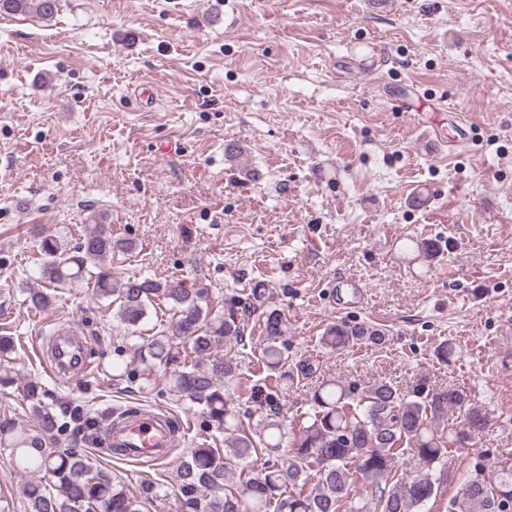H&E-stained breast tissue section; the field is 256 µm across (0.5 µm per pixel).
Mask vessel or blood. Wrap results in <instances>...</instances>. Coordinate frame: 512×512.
Listing matches in <instances>:
<instances>
[{"label":"vessel or blood","instance_id":"1","mask_svg":"<svg viewBox=\"0 0 512 512\" xmlns=\"http://www.w3.org/2000/svg\"><path fill=\"white\" fill-rule=\"evenodd\" d=\"M50 368L53 373L78 375L87 368L86 344L77 328L58 333L52 343ZM173 438L171 420L159 413L140 414L108 428V446L119 448L124 459L141 461L163 454Z\"/></svg>","mask_w":512,"mask_h":512}]
</instances>
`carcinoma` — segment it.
<instances>
[{"instance_id":"cac0c4a2","label":"carcinoma","mask_w":512,"mask_h":512,"mask_svg":"<svg viewBox=\"0 0 512 512\" xmlns=\"http://www.w3.org/2000/svg\"><path fill=\"white\" fill-rule=\"evenodd\" d=\"M58 11V0H0V13H34L44 20ZM129 249L112 239L108 225L94 215L70 246L39 234L36 270L39 288L23 286L25 301L48 307L49 290L76 284L91 288L115 307L113 315L130 329L140 328L157 302L176 319L147 343L133 346L137 378L146 383L162 371L177 399L201 408L209 425L226 435L225 447L200 445L177 467L176 512H424L437 498L446 476L448 449L466 448L488 428V411L463 389L436 391L418 382L407 391L384 379L368 385L323 379L309 398L306 424L293 447L279 419L276 391L256 384L251 398L265 410L257 430H247L225 396L234 378V359L215 353L224 338L243 335L245 320L259 315L265 343L258 361L269 377L291 379L284 370L288 349L285 313L270 305V289L257 283L244 297L215 301L207 288L181 279L134 277L112 280V253ZM355 341L381 344L385 333L363 324L331 325L321 344L338 351ZM13 338L0 336V388L12 386ZM23 392L35 427L0 419V447L10 450L15 469L30 476L22 485L27 512H142V503L163 500L146 481L134 496L124 483L95 465L78 448L55 449L47 440L73 426L90 432L94 421L60 398L48 403V390L28 379ZM457 417L444 425L448 411ZM490 450L477 454L466 470L448 512H512V469L493 467ZM262 462L240 492L226 484L237 469Z\"/></svg>"}]
</instances>
